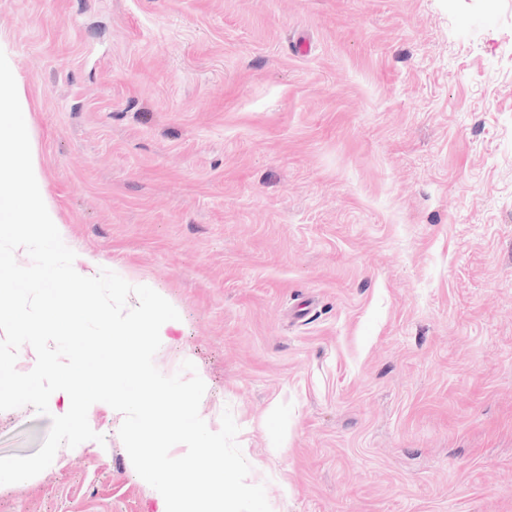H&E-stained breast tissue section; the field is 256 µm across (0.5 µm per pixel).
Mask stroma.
<instances>
[{
	"mask_svg": "<svg viewBox=\"0 0 512 512\" xmlns=\"http://www.w3.org/2000/svg\"><path fill=\"white\" fill-rule=\"evenodd\" d=\"M0 40L75 270L177 309L154 363L272 512H512V0H0ZM88 422L0 512H157Z\"/></svg>",
	"mask_w": 512,
	"mask_h": 512,
	"instance_id": "stroma-1",
	"label": "stroma"
}]
</instances>
